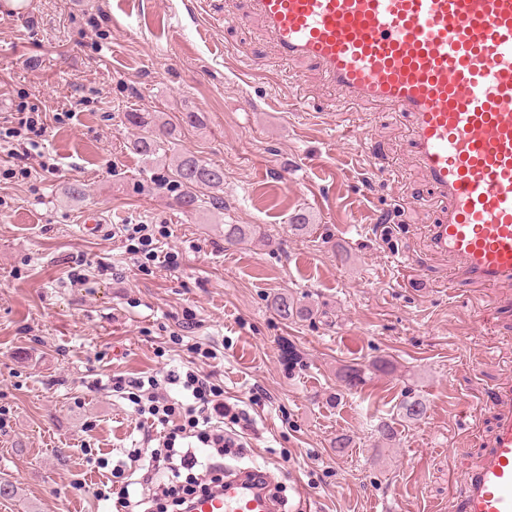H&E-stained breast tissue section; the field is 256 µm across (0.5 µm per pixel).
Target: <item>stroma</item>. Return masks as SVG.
Listing matches in <instances>:
<instances>
[{
    "label": "stroma",
    "instance_id": "obj_1",
    "mask_svg": "<svg viewBox=\"0 0 512 512\" xmlns=\"http://www.w3.org/2000/svg\"><path fill=\"white\" fill-rule=\"evenodd\" d=\"M21 100L68 118L42 141L56 174L31 158L30 178L0 181V480L17 489L0 512H112L126 478L106 461L141 439L113 378L164 373L198 344L253 419L225 464L269 471L287 512L300 483L313 512H448L486 440L460 431L465 408L512 372V305L477 283L449 295L429 237L444 204L408 117L338 104L315 68L278 59L247 0H0V105ZM129 112L175 126L169 156L223 167V209L178 206L162 162L133 150ZM89 210L105 220L95 234ZM124 224L161 227L180 268L134 266ZM228 224L250 239L225 243ZM100 263L109 274L70 286L72 267ZM279 293L314 321L279 318ZM358 366L366 382L348 389ZM407 389L421 420L399 416ZM384 418L394 439L375 431Z\"/></svg>",
    "mask_w": 512,
    "mask_h": 512
}]
</instances>
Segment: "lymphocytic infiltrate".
Listing matches in <instances>:
<instances>
[{"mask_svg": "<svg viewBox=\"0 0 512 512\" xmlns=\"http://www.w3.org/2000/svg\"><path fill=\"white\" fill-rule=\"evenodd\" d=\"M47 131V116L41 107L26 101L14 104L8 115L0 119V141L10 144L11 155L38 150ZM131 242L134 253L146 261L168 269L178 268L179 254L157 247L152 225L127 224L120 231ZM178 388L182 399L172 398L170 388ZM112 389L147 390V398H135L134 412L144 429V448L129 460L118 461L114 469L130 471L138 476L140 486L153 489L154 501L168 497V487L157 483V474L164 471H189L194 475L193 488L180 499L181 507H189L198 494L223 492L224 457L241 453L243 446L234 437L225 435L224 421L251 425L246 410L235 411L224 402V388L212 373L196 367L173 369L161 378L114 379Z\"/></svg>", "mask_w": 512, "mask_h": 512, "instance_id": "1", "label": "lymphocytic infiltrate"}]
</instances>
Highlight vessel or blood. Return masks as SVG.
Instances as JSON below:
<instances>
[{
  "instance_id": "vessel-or-blood-1",
  "label": "vessel or blood",
  "mask_w": 512,
  "mask_h": 512,
  "mask_svg": "<svg viewBox=\"0 0 512 512\" xmlns=\"http://www.w3.org/2000/svg\"><path fill=\"white\" fill-rule=\"evenodd\" d=\"M278 57L315 66L340 101L382 102L413 122L446 209L434 248L452 282L512 288V0H249ZM449 512H512V379ZM253 471L194 512H276Z\"/></svg>"
}]
</instances>
